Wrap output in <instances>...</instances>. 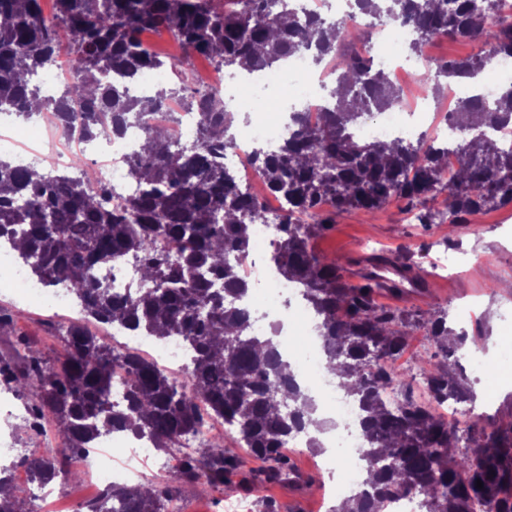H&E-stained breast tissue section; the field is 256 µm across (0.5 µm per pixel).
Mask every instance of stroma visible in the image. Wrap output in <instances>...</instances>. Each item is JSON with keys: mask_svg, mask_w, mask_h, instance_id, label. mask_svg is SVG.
Returning a JSON list of instances; mask_svg holds the SVG:
<instances>
[{"mask_svg": "<svg viewBox=\"0 0 512 512\" xmlns=\"http://www.w3.org/2000/svg\"><path fill=\"white\" fill-rule=\"evenodd\" d=\"M405 212V201L396 198L377 211L337 215L314 246L344 263L358 253L387 254L419 263L431 285L406 298L405 307L424 316L447 310L454 327L472 336L483 334L496 356L512 360V343L503 339L505 332H512V293L505 295L499 290L502 281L512 279V206L475 213L467 223L451 228L408 223ZM0 310L13 317L12 332L0 335V360L14 357L13 336L17 333L40 348L47 360L62 355V311L24 307L3 291ZM25 403L22 397L14 403L0 402V443L48 455V448L32 436L26 416L18 412ZM287 455L303 478L312 479V486L301 490L270 484L246 493V500L256 507L272 501L277 512H328L336 500L318 469L317 454L291 449ZM50 488L52 498L44 502L43 512H83L84 502L95 491L93 479L87 475L78 483L52 482Z\"/></svg>", "mask_w": 512, "mask_h": 512, "instance_id": "obj_1", "label": "stroma"}]
</instances>
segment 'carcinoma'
Segmentation results:
<instances>
[{
    "label": "carcinoma",
    "mask_w": 512,
    "mask_h": 512,
    "mask_svg": "<svg viewBox=\"0 0 512 512\" xmlns=\"http://www.w3.org/2000/svg\"><path fill=\"white\" fill-rule=\"evenodd\" d=\"M278 0H56V24L41 17V0H0V112L28 120L40 102L84 140L105 132L140 127L138 149L121 164L138 190L118 202L84 174L35 175V166L16 167L0 156V247L14 249L33 278L61 287L77 300L87 320L118 330L136 329L149 338L183 341L187 379L172 378L134 352L120 354L88 329L72 324L64 335L65 353L54 363L26 338L23 367L0 364V383L18 392L35 390L27 411L30 429L46 434L45 415L55 424L61 451L87 453L96 440L123 427L149 437L154 449L181 453L164 489L153 484L133 491L114 484L86 505L87 512H162L176 484L205 479L209 486L232 484L307 485L284 455L288 439L308 433L307 447L320 450L310 434L314 400L293 381L291 366L279 359L273 337L250 335L247 316L238 308L249 290L238 268L227 260L249 253L254 226L265 224L262 206L238 190L234 170L224 163L235 147L234 113L224 97L205 87L189 95L160 86L135 96L130 84L143 72L165 69L143 43L141 34L167 28L190 50L218 67L247 60L255 72L307 50L316 61L336 56L344 26L326 20L305 21ZM353 16L384 25L412 20L416 36L409 53L445 33L468 42L479 37L483 49L454 60L429 64L419 77L437 98L446 78H476L501 54L512 55V26L499 22L492 4L478 0H353ZM67 35L64 67L73 76L59 96H45L32 79L58 55L56 27ZM398 91L391 76L362 56L344 54L327 88L323 123L308 127L295 117L294 131L276 153L257 146L252 163L270 189L283 196L288 213L280 237L271 243V262L319 320L328 371L352 380L341 383L359 403L366 448L365 488L348 497L346 512H386L396 498L416 493L422 512H470L475 501L490 512H512V423L489 426L477 420L459 431L436 409L409 395L412 374L396 375L388 363L408 344L409 332L424 326L434 352L421 359L420 376L433 399L475 403L477 393L458 362L459 347L470 337L448 321V310L428 317L381 306L382 290L401 297L396 281L388 288L370 271L355 283L337 258L317 252L312 241L325 233L331 216L349 209L374 211L394 198L417 211L420 224L437 214L425 203L444 196L450 223L466 215L512 205V148L504 149L479 129L512 132V85L481 103L460 99L452 124L467 134L459 144L460 167L445 179V151L425 135L415 141L360 140L353 126L391 107ZM199 115L195 146L157 149L150 123L154 112L173 100ZM328 204V216L310 224L304 217ZM126 258L139 265L142 285L117 295L98 277L99 269ZM404 277L424 282V269L396 257L388 260ZM126 371L123 403L112 399L114 370ZM214 420L237 434L242 447L263 463L240 470L224 436L202 437L196 448L174 449L186 435L200 433L196 401ZM58 478L56 458L31 463V481L46 485ZM482 481L483 488L476 487Z\"/></svg>",
    "instance_id": "carcinoma-1"
}]
</instances>
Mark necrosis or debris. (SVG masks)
Listing matches in <instances>:
<instances>
[{
	"label": "necrosis or debris",
	"instance_id": "1",
	"mask_svg": "<svg viewBox=\"0 0 512 512\" xmlns=\"http://www.w3.org/2000/svg\"><path fill=\"white\" fill-rule=\"evenodd\" d=\"M292 9L301 16L318 15L321 18H335L344 25L346 41L344 52H355L370 58L376 65L389 70L399 90L397 104L378 113L355 130L357 136L368 139L409 138L412 134L407 120L426 123L427 113L422 107L428 95L421 82L408 74L400 61L403 47L414 37V25L408 20H396L383 26L369 27L361 19L352 17L348 0H291ZM332 66L325 63L314 66L311 54L299 51L288 60L287 67L262 70L247 82L238 84L236 96L241 104L247 105L257 99L265 100L267 109L260 116L249 117L244 131L237 137L236 146L226 156L227 163L238 174V187L246 195H254L259 175L251 159L256 144L277 148L290 132L286 110L289 103L301 102L307 124L320 123L324 110L322 90L332 78ZM29 137L42 143L39 151L19 154L17 164L24 167L35 160L49 162L51 170H58L66 163V156L58 145L64 137V124L50 114L38 117L36 123L28 127ZM139 132L127 128L122 136L100 135L91 144L93 153L111 155L114 163L102 176L108 189L117 193L133 191L134 185L127 181L118 165L119 160L137 148ZM287 204L281 197H274L267 206L268 223L257 225L251 245L252 254L236 259L235 264L243 275H249L255 264L254 253L266 250L277 235L276 226L285 214ZM0 264L9 268V290L25 295L30 304L64 311L67 322L80 321L78 308L72 305L62 289L47 288L33 279L25 265L14 258L9 248L0 249ZM253 292L242 299L241 305L250 314L252 332L257 336L268 333L271 323H278L281 335L287 336V345L281 346L280 354L291 361L296 375L306 386L314 388L329 412L335 415L339 428L329 440L330 449L320 458V467H328L332 460H345V467L336 479L339 490L357 493L362 486V476L354 460L358 458L362 446L359 429V405L355 399L346 397L337 384L328 376L322 363V353L316 348L317 338L313 330V317L307 311L300 297H288V285L279 277L275 268L264 271L262 278L253 279ZM106 343L120 346L121 349L137 351L148 356L167 373L183 376L186 357L181 340L172 339L156 343L145 336L129 331H119L106 336Z\"/></svg>",
	"mask_w": 512,
	"mask_h": 512
}]
</instances>
